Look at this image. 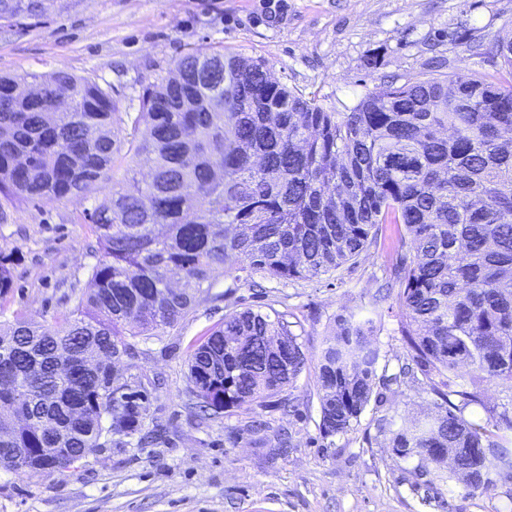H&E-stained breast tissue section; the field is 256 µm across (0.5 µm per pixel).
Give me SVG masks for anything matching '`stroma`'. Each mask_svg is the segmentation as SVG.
Segmentation results:
<instances>
[{"mask_svg": "<svg viewBox=\"0 0 512 512\" xmlns=\"http://www.w3.org/2000/svg\"><path fill=\"white\" fill-rule=\"evenodd\" d=\"M509 40L512 0H39L34 14L0 20V76H90L134 114L176 59L211 46L265 61L275 80L341 112L383 82L496 74L504 62L495 47ZM111 188L6 204L0 249L14 256V286L0 296V321L51 322L88 292L97 246L90 215ZM397 252L373 249L351 268L262 291L216 277L121 370L146 390L143 428L163 426V442L105 448L78 468L32 479L0 470V512H512L510 482L441 498L416 486L413 461L397 458L377 426L394 411H429L426 395H389L348 435H320V352L337 315L370 307L367 282L389 276ZM271 307L302 328L306 366L282 391L297 398V415L246 406L200 419L191 342L229 312Z\"/></svg>", "mask_w": 512, "mask_h": 512, "instance_id": "1", "label": "stroma"}]
</instances>
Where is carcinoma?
I'll return each instance as SVG.
<instances>
[{
    "instance_id": "1",
    "label": "carcinoma",
    "mask_w": 512,
    "mask_h": 512,
    "mask_svg": "<svg viewBox=\"0 0 512 512\" xmlns=\"http://www.w3.org/2000/svg\"><path fill=\"white\" fill-rule=\"evenodd\" d=\"M38 4L0 0V19ZM496 76L381 83L344 112L272 79L260 60L211 47L149 85L132 130L93 78L0 76V195L66 198L143 156L151 180L127 175L95 207L98 249L87 295L63 318L0 322V468L60 471L39 454L84 460L140 431L146 408L119 367L136 338L179 324L229 257L234 279L311 280L394 241L393 281L406 356L378 375L375 310L336 316L317 363L324 438L345 435L386 393L430 397L434 413L383 418L378 431L416 477L474 495L512 478V41ZM30 86L38 99L19 102ZM0 252V295L13 287ZM305 366L288 313L247 308L190 347L200 412L264 407ZM470 406L486 418H469ZM31 421L26 427L18 426ZM26 448L28 468L11 466Z\"/></svg>"
}]
</instances>
